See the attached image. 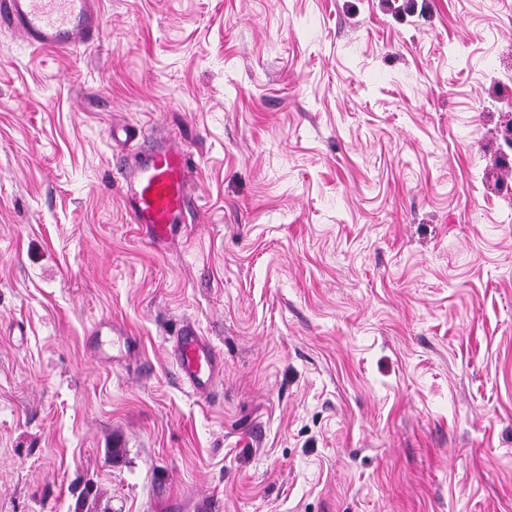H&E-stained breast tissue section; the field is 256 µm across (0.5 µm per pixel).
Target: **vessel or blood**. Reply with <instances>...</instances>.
Segmentation results:
<instances>
[{"label":"vessel or blood","instance_id":"obj_1","mask_svg":"<svg viewBox=\"0 0 512 512\" xmlns=\"http://www.w3.org/2000/svg\"><path fill=\"white\" fill-rule=\"evenodd\" d=\"M0 24L17 31L33 47L76 51L101 38L103 19L97 0H0ZM193 168L180 147L159 142L122 170L117 183L132 223L164 240L191 214ZM99 350L121 355L134 350L136 337L122 325L98 323L91 330ZM171 357L178 374L198 396L210 395L223 360L214 345L193 325L174 337Z\"/></svg>","mask_w":512,"mask_h":512}]
</instances>
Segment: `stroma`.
<instances>
[{
  "label": "stroma",
  "instance_id": "1",
  "mask_svg": "<svg viewBox=\"0 0 512 512\" xmlns=\"http://www.w3.org/2000/svg\"><path fill=\"white\" fill-rule=\"evenodd\" d=\"M99 2L92 50L0 28V512H512V0ZM159 133L154 243L114 176ZM192 174L186 151L166 141L153 146L133 167L120 170L115 182L131 223L146 227L156 240L171 236L180 228L178 222L193 214ZM90 336H93L100 351L112 349V361L119 355L128 353L138 346L135 336H130L129 331L122 325L112 321L98 323L92 328ZM102 336H112V339H102ZM171 357L179 377L193 393L204 398L210 395L223 359L214 345L205 336H201L195 326H184L174 337Z\"/></svg>",
  "mask_w": 512,
  "mask_h": 512
}]
</instances>
